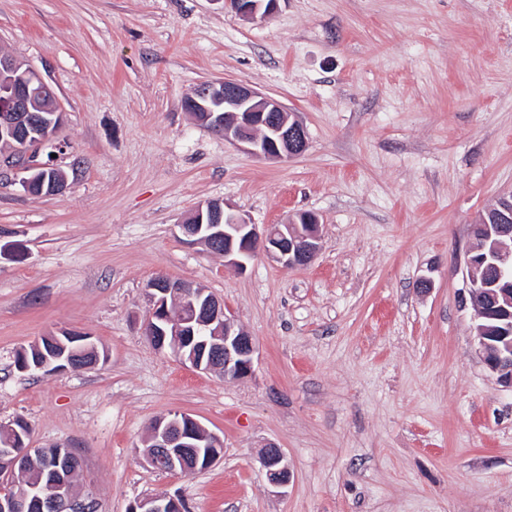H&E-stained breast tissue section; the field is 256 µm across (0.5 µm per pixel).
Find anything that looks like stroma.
I'll list each match as a JSON object with an SVG mask.
<instances>
[{
	"label": "stroma",
	"mask_w": 512,
	"mask_h": 512,
	"mask_svg": "<svg viewBox=\"0 0 512 512\" xmlns=\"http://www.w3.org/2000/svg\"><path fill=\"white\" fill-rule=\"evenodd\" d=\"M0 52L33 66L64 118L37 160L67 190L0 168V426L75 449L80 500L129 512H512V387L484 365L466 258L512 195V0H0ZM233 79L308 132L299 156H252L184 98ZM218 200L255 224L311 212L315 261L240 271L180 224ZM228 305L251 375L201 373L144 334L159 276ZM431 287H418L421 279ZM91 336L94 368L30 374L18 350ZM184 412L224 442L191 476L143 459L152 421ZM291 468L273 493L258 462ZM277 0H225L239 14L253 17L263 9V15H269L274 10ZM267 480L276 493H283L288 487L291 470L282 450L274 445L268 446L259 458ZM184 501L175 496H148L137 500L130 512H188Z\"/></svg>",
	"instance_id": "obj_1"
}]
</instances>
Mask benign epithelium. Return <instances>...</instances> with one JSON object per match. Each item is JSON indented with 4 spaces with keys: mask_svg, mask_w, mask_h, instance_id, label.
I'll return each mask as SVG.
<instances>
[{
    "mask_svg": "<svg viewBox=\"0 0 512 512\" xmlns=\"http://www.w3.org/2000/svg\"><path fill=\"white\" fill-rule=\"evenodd\" d=\"M277 0H225L236 12L253 17L268 15ZM53 93L52 88L32 69L9 55H0V137L19 142L12 153L0 156V165L30 173L41 168L37 150L50 140L51 127L62 120L57 107L50 117L35 114L39 101ZM190 105L205 113L210 127L224 138L247 145L257 157L290 159L307 147V131L276 99L265 96L235 80L207 81L197 86ZM180 225L191 244L203 243L209 249L224 248V262L242 271L259 253L266 252L286 269L310 265L320 249V224L315 216L301 212L288 224L259 227L243 214L218 201L196 207ZM471 235L479 246L467 256L471 271L469 296L473 309V331L483 363L498 380L512 386V207L501 204L490 221L474 224ZM152 307L145 321V335L159 350L170 349L185 363L205 372H220L226 379H242L253 372L256 346L252 336L239 328L224 302L191 285L159 276L148 285ZM84 347L87 358L66 354V341ZM49 355L43 366L58 369L99 362L100 355L90 337L62 331L48 336ZM27 432L0 448V474L24 472L30 460ZM181 448H211L207 466L222 457L223 441L193 417L173 413L152 423L147 463L172 474L189 476L199 468L185 465ZM267 480L275 492L288 487L291 470L282 450L268 446L259 458ZM56 477L43 488L30 490L14 483L0 490V512H22L34 502L42 512H87L93 503L74 504L69 479V454L56 456ZM130 512H185L184 501L175 496H148L137 500Z\"/></svg>",
    "mask_w": 512,
    "mask_h": 512,
    "instance_id": "obj_1",
    "label": "benign epithelium"
}]
</instances>
